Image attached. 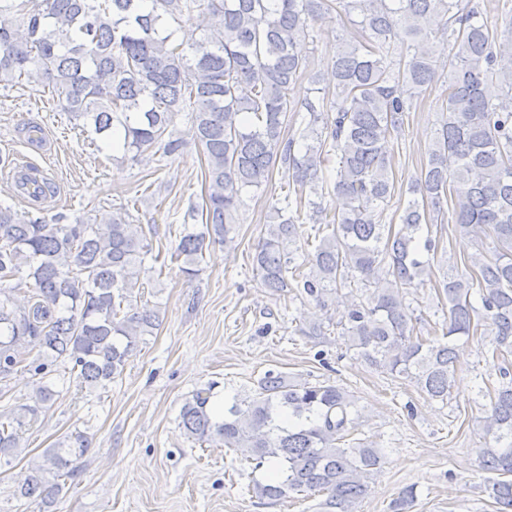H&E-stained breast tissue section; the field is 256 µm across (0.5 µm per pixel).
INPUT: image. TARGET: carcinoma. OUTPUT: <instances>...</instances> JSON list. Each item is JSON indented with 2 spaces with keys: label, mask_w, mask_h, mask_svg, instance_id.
Segmentation results:
<instances>
[{
  "label": "carcinoma",
  "mask_w": 512,
  "mask_h": 512,
  "mask_svg": "<svg viewBox=\"0 0 512 512\" xmlns=\"http://www.w3.org/2000/svg\"><path fill=\"white\" fill-rule=\"evenodd\" d=\"M336 2L359 18L358 36L341 44L331 72L313 77V96L302 100L292 86L330 0H0V13L16 18L0 28V86L50 88L122 163L174 157L181 142L169 127L175 114L192 112L205 195L184 219H201L202 229H183L171 253L190 279L208 246L233 243L243 195L280 168L287 192L269 204L272 222L254 256L261 285L279 296L296 288L323 308L348 289L341 335L349 347L431 399L448 400L457 341L486 326L499 384L483 392L479 455L495 474L488 489L496 512H512V0H495L500 31L488 25L485 0ZM196 13L207 35L178 38ZM436 39L448 45L443 63ZM323 80L334 90L318 87ZM438 82L442 119L427 162L407 188L401 224H388L393 142L412 100ZM290 117L300 118L293 134ZM15 190L38 203L49 185L22 171ZM327 194L334 205L324 204ZM307 222L326 233L299 264ZM450 231L475 250L464 269L454 263L437 276L432 260L448 253ZM150 233L125 208L90 224L0 205V284L10 283L0 287V385L20 371L40 379L33 395L0 413V462L22 455L24 432L53 404L57 391L44 378L54 369H67L80 388L106 387L159 329L156 307L132 303L146 261H158ZM427 282L445 311L442 326L424 335L418 325L427 319L406 295ZM20 291L29 296L24 307L14 300ZM214 389L183 404L187 437L222 441L256 469L275 464L276 479L254 482L261 498L317 492L327 495L324 512H355L384 454L356 437L352 395L269 370L254 395L234 399L218 418ZM92 444L88 431L74 429L30 461L13 495L44 512L75 483Z\"/></svg>",
  "instance_id": "cac0c4a2"
}]
</instances>
